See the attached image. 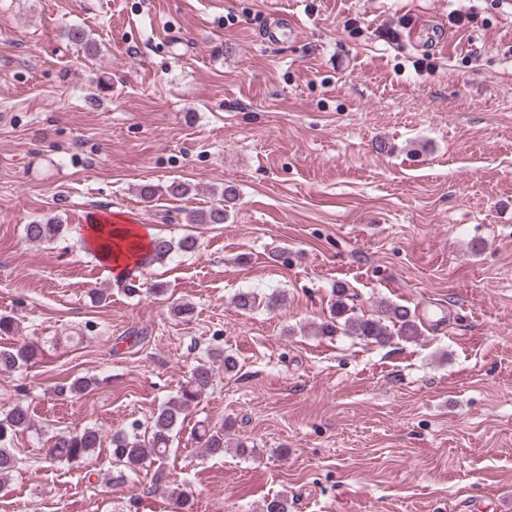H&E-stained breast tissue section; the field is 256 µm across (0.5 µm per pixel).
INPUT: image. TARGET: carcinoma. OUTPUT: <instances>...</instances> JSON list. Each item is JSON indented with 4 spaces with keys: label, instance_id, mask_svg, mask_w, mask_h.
<instances>
[{
    "label": "carcinoma",
    "instance_id": "obj_1",
    "mask_svg": "<svg viewBox=\"0 0 512 512\" xmlns=\"http://www.w3.org/2000/svg\"><path fill=\"white\" fill-rule=\"evenodd\" d=\"M67 39L74 45L91 52L96 43L80 26H72L66 32ZM237 193L233 186L226 185L221 198L209 206L199 208L188 216L191 224H224L236 205ZM64 225L56 218L34 221L24 226L25 239L32 243H50L62 237ZM198 249V239L192 235L179 240L156 235L151 238L149 247L141 253L131 267V271L122 281L123 291L129 296L141 293V283L136 272L154 264H163L176 254L192 253ZM285 301V294L273 291L264 296L252 291L242 290L232 298L233 306L243 314H249L263 307L268 311L278 309ZM323 336L343 334L354 336L370 344L385 346L398 338L405 342H414L423 335L422 320L416 310L396 302H381L373 313L365 315L358 312L353 304V295L343 284L332 289L328 317L318 326ZM38 355V346L22 340L13 345L0 348V373L17 371L31 363ZM221 363L224 373L232 375L238 370V361L221 349L208 351L207 355L196 362L188 378L180 387L177 396L164 402L154 413L151 424L144 427L134 421L129 429L112 434L110 453L116 470L109 482L123 485L137 478L146 468H154L151 479L156 491L166 494L172 501L174 512H191L192 494L186 487L172 486L167 479L165 462L171 451L172 433L185 420L186 411L197 405L213 387L215 364ZM98 384L94 377H78L57 387L60 395L76 394ZM34 427L28 410L19 405L0 412V488L9 481L16 470L19 458L11 448L14 437L20 432ZM202 453L210 457L224 455V427L203 429ZM102 444L100 430L86 426L81 430L59 433L52 437L47 448L46 462L80 464Z\"/></svg>",
    "mask_w": 512,
    "mask_h": 512
}]
</instances>
